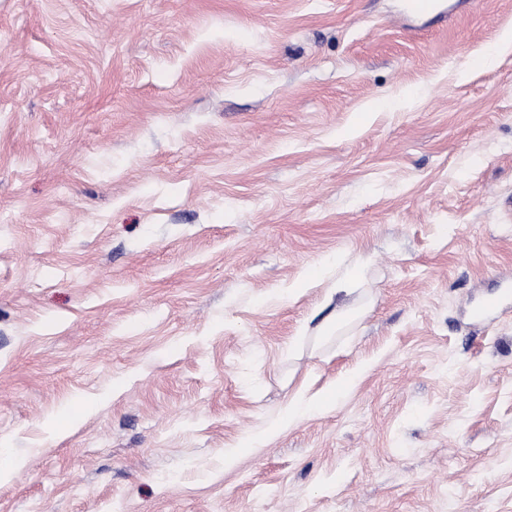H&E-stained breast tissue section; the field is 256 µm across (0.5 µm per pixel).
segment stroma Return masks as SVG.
I'll list each match as a JSON object with an SVG mask.
<instances>
[{
	"instance_id": "35a3bbf8",
	"label": "stroma",
	"mask_w": 512,
	"mask_h": 512,
	"mask_svg": "<svg viewBox=\"0 0 512 512\" xmlns=\"http://www.w3.org/2000/svg\"><path fill=\"white\" fill-rule=\"evenodd\" d=\"M403 2L0 0V512H512V0ZM324 406V400H320L317 402H311L303 397H296L288 401V403L283 407L280 418L277 423L267 429L264 433L255 435L252 439H249L248 446H251L254 442L262 441L272 435H274L281 426L285 424H290L296 419L300 418L304 414L313 411L319 410Z\"/></svg>"
}]
</instances>
